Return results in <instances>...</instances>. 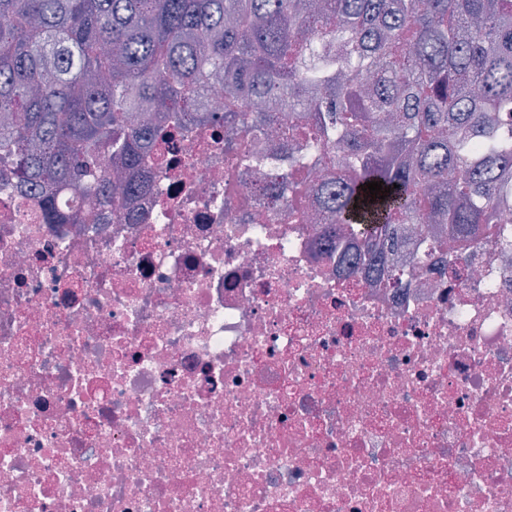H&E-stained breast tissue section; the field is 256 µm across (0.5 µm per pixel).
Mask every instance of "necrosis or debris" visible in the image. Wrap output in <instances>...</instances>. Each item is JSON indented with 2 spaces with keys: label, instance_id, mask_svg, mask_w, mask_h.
Returning <instances> with one entry per match:
<instances>
[{
  "label": "necrosis or debris",
  "instance_id": "4bbe7bcc",
  "mask_svg": "<svg viewBox=\"0 0 512 512\" xmlns=\"http://www.w3.org/2000/svg\"><path fill=\"white\" fill-rule=\"evenodd\" d=\"M250 141L178 127L94 224L0 181V512H512V248L348 273L322 164Z\"/></svg>",
  "mask_w": 512,
  "mask_h": 512
}]
</instances>
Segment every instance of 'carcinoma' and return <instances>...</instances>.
<instances>
[{
  "mask_svg": "<svg viewBox=\"0 0 512 512\" xmlns=\"http://www.w3.org/2000/svg\"><path fill=\"white\" fill-rule=\"evenodd\" d=\"M217 76L226 124L256 98L316 103L296 135L324 160V239L353 245L348 267L384 269L379 244L430 220L461 246L490 232L512 246L494 224L512 201L494 179L512 164V0H0V176L36 190L50 223L63 185L138 194L167 137L146 112L182 121Z\"/></svg>",
  "mask_w": 512,
  "mask_h": 512,
  "instance_id": "carcinoma-1",
  "label": "carcinoma"
}]
</instances>
